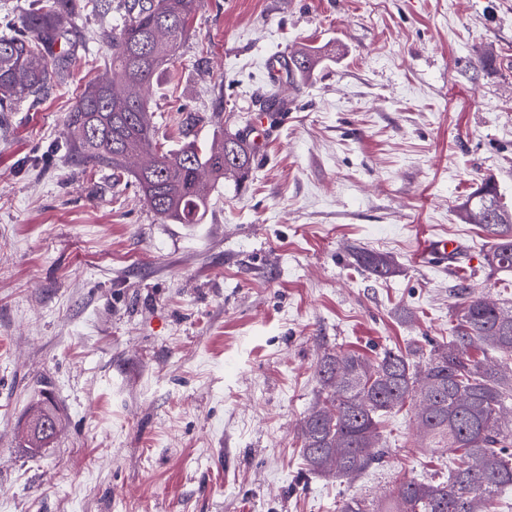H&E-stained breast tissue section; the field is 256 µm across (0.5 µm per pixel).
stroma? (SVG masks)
Returning a JSON list of instances; mask_svg holds the SVG:
<instances>
[{"instance_id": "35a3bbf8", "label": "stroma", "mask_w": 512, "mask_h": 512, "mask_svg": "<svg viewBox=\"0 0 512 512\" xmlns=\"http://www.w3.org/2000/svg\"><path fill=\"white\" fill-rule=\"evenodd\" d=\"M310 45L321 66L199 224L160 223L135 183L68 155L106 42L77 47L36 107L0 112V512H338L456 463L408 406L352 480L308 470L300 426L324 354L449 339L458 288L512 301L461 216L487 178L512 206V0H199L148 94L167 149L258 121L266 60ZM442 238L464 274L417 262ZM43 407L59 426L32 448Z\"/></svg>"}]
</instances>
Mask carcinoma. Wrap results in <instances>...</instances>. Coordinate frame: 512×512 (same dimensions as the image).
I'll use <instances>...</instances> for the list:
<instances>
[{
    "mask_svg": "<svg viewBox=\"0 0 512 512\" xmlns=\"http://www.w3.org/2000/svg\"><path fill=\"white\" fill-rule=\"evenodd\" d=\"M35 2L19 25L0 34V112H15L69 81L76 0ZM197 8L198 0H126L120 22L100 32L112 49L105 66L111 78L86 85L64 122L78 163L132 178L152 212L171 224L201 223L210 186L246 174L254 162L238 130L205 150L193 142L166 150L159 142L143 90L179 54ZM322 61L321 51L305 49L284 58L282 70L288 82L299 83ZM463 212L491 238L487 264L511 272L512 212L495 184L485 180ZM359 263L379 277L392 271L387 258L372 252ZM457 296L452 339L427 353L413 343L385 349L375 360L347 352L319 362V405L301 426L311 471L348 480L380 463L382 417L407 403L435 447L460 453L445 479L406 481L376 508L350 499L339 512H497L512 489V426L502 422L512 402V375L502 371L512 360V306L464 289ZM58 420L55 411L39 410L27 429L31 447H45Z\"/></svg>",
    "mask_w": 512,
    "mask_h": 512,
    "instance_id": "obj_1",
    "label": "carcinoma"
}]
</instances>
